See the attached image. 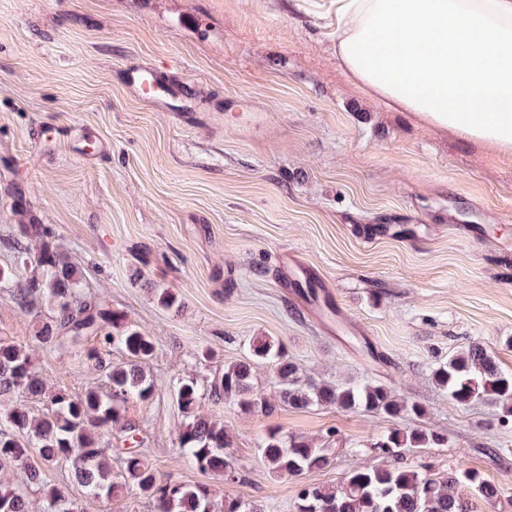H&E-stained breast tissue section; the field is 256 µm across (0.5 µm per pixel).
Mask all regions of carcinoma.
Returning a JSON list of instances; mask_svg holds the SVG:
<instances>
[{"label": "carcinoma", "mask_w": 512, "mask_h": 512, "mask_svg": "<svg viewBox=\"0 0 512 512\" xmlns=\"http://www.w3.org/2000/svg\"><path fill=\"white\" fill-rule=\"evenodd\" d=\"M21 232L25 241L13 244L14 263L9 268L0 267V285L17 277L13 297L21 307L36 309L43 299L52 306V315L36 326V347L76 348L87 363L104 372L102 384L89 386L79 395L50 394L35 364L33 348L0 339V401L31 397L47 402L39 415L22 405L0 412L10 424V430H0V464L26 463L31 450H37L40 463L27 466V482L42 490L38 512H80L61 490L44 484L43 468L62 462L71 466L89 497L112 499L120 488L112 481L108 455L114 431L122 433L130 444L122 457L124 485L150 499L155 512H262L258 504L229 494L224 495L218 509L210 485L160 478L138 450L143 445L139 429L123 416L129 401H145L153 395V382L145 371L155 354L152 339L127 323L102 298L84 291L81 271L53 245L52 232L46 225L25 224ZM155 293L163 308L181 309L176 293L167 288H157ZM91 335L98 338L99 345H84ZM111 347L122 349L126 360L118 364L107 361L104 349ZM258 365L269 367L277 379L274 400L254 393ZM431 379L454 404L469 406L491 399L501 406V421H512V374L499 370L480 344L471 343L438 363L431 370ZM176 398L184 423L175 454L226 482L238 479L226 452L234 440L224 422L200 415L204 399L248 414L271 415L279 404L301 409L320 406L362 410L394 420L408 413L418 417L424 414L419 403L397 397L383 384L340 386L303 376L299 365L288 357L283 342L270 336L252 337L245 357L203 383L194 376L178 379ZM446 444L448 438L436 431L392 427L370 444L387 463L352 469L337 485L300 486L295 512H476V505L463 496L465 485L474 488L483 501L495 500L498 487L475 470L460 468L438 476L404 465L405 452ZM259 448L276 478L320 471L331 462L330 449L317 447L303 437H284L275 429L262 438ZM0 512H30L25 490L0 479Z\"/></svg>", "instance_id": "1"}]
</instances>
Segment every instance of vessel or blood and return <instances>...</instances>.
I'll list each match as a JSON object with an SVG mask.
<instances>
[{
	"instance_id": "vessel-or-blood-1",
	"label": "vessel or blood",
	"mask_w": 512,
	"mask_h": 512,
	"mask_svg": "<svg viewBox=\"0 0 512 512\" xmlns=\"http://www.w3.org/2000/svg\"><path fill=\"white\" fill-rule=\"evenodd\" d=\"M126 80L137 94L148 99L156 111L184 117L188 104L183 86L162 83L154 70L143 66L128 67ZM278 268L283 287L290 289L295 302L330 334L362 335L360 325L348 316L319 269L302 253H281L278 257ZM305 284L313 285V293L302 292L301 287Z\"/></svg>"
}]
</instances>
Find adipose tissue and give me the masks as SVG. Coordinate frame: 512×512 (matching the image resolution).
Listing matches in <instances>:
<instances>
[{"mask_svg": "<svg viewBox=\"0 0 512 512\" xmlns=\"http://www.w3.org/2000/svg\"><path fill=\"white\" fill-rule=\"evenodd\" d=\"M336 55L386 107L512 156V0H331Z\"/></svg>", "mask_w": 512, "mask_h": 512, "instance_id": "obj_1", "label": "adipose tissue"}]
</instances>
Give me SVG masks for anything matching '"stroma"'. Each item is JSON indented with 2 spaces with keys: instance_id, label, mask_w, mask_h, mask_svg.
<instances>
[{
  "instance_id": "obj_1",
  "label": "stroma",
  "mask_w": 512,
  "mask_h": 512,
  "mask_svg": "<svg viewBox=\"0 0 512 512\" xmlns=\"http://www.w3.org/2000/svg\"><path fill=\"white\" fill-rule=\"evenodd\" d=\"M331 22L316 0H0V267L21 225L39 221L87 290L151 336L154 393L125 416L162 476L294 512L301 485L374 462L364 444L396 423L384 415L208 401L200 413L232 434L238 481L177 458L176 379L209 378L270 336L314 381L379 383L423 405L399 423L448 444L406 453L407 465L465 463L500 489L479 512H512V424L491 403L453 404L430 376L472 342L512 373V157L365 96ZM131 62L186 84L191 116L140 99ZM288 248L322 270L365 335H328L284 294L276 257ZM159 288L183 310L161 307ZM12 292L0 286V338L27 345L51 311ZM36 365L71 394L101 380L75 352L41 350ZM271 429L331 440L330 466L273 477L258 448ZM44 482L83 512H154L131 487L87 497L64 466Z\"/></svg>"
}]
</instances>
